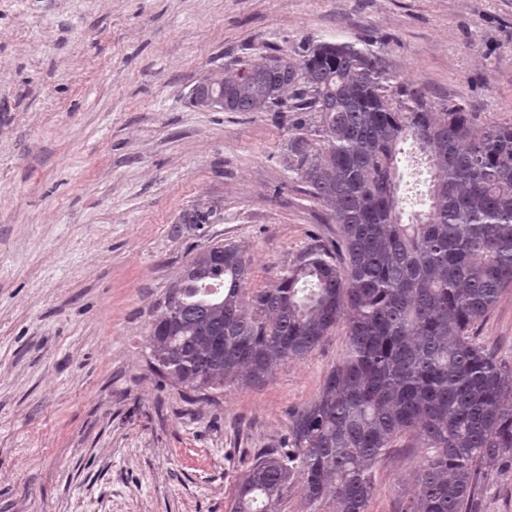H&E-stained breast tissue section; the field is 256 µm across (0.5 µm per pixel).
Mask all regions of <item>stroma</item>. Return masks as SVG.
Listing matches in <instances>:
<instances>
[{"label": "stroma", "mask_w": 512, "mask_h": 512, "mask_svg": "<svg viewBox=\"0 0 512 512\" xmlns=\"http://www.w3.org/2000/svg\"><path fill=\"white\" fill-rule=\"evenodd\" d=\"M349 42L434 109L512 124V0H0V512H231L255 450L343 357L337 325L259 386L186 401L148 364L157 305L192 253L230 240L247 290L339 237L284 155L292 112H202L206 70ZM224 220L176 233L181 210ZM477 334L512 355V288ZM395 448L369 512H401ZM478 512H512V469Z\"/></svg>", "instance_id": "1"}]
</instances>
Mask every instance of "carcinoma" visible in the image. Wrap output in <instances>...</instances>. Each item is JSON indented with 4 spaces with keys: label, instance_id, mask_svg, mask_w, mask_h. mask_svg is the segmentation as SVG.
Returning a JSON list of instances; mask_svg holds the SVG:
<instances>
[{
    "label": "carcinoma",
    "instance_id": "cac0c4a2",
    "mask_svg": "<svg viewBox=\"0 0 512 512\" xmlns=\"http://www.w3.org/2000/svg\"><path fill=\"white\" fill-rule=\"evenodd\" d=\"M290 102L313 117L288 140V169L339 241L308 248L256 292L239 245L196 252L151 323L153 369L190 396L259 385L342 322L343 358L289 414L288 446L255 455L233 512H280L296 483L310 512H368L373 468L403 438L424 455L402 512H476L482 467L512 463V359L476 336L512 288V125L480 124L458 105L433 111L348 42L224 70L226 112ZM406 144L429 170L425 208L409 214ZM209 216L192 204L177 228L195 232Z\"/></svg>",
    "mask_w": 512,
    "mask_h": 512
}]
</instances>
